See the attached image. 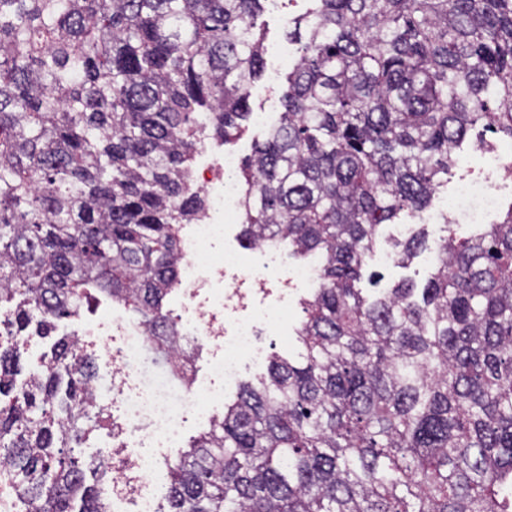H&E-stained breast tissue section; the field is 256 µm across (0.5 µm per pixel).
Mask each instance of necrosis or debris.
<instances>
[{
    "label": "necrosis or debris",
    "instance_id": "4bbe7bcc",
    "mask_svg": "<svg viewBox=\"0 0 512 512\" xmlns=\"http://www.w3.org/2000/svg\"><path fill=\"white\" fill-rule=\"evenodd\" d=\"M238 160L223 155L200 174L209 195L206 211L187 225L180 241V333L221 343L223 353L210 364L213 382L184 389L172 384L154 361L150 341L137 320L121 313L82 333L80 344H93L104 357L96 393H112L121 433L113 440L112 464L105 469L111 512H154L152 476L160 450L172 447L199 396L219 399L237 383L242 360L260 364V325L276 328L291 290L317 282L320 258L280 269L284 241L256 246L251 258L227 247L226 237L237 223L243 193L233 173Z\"/></svg>",
    "mask_w": 512,
    "mask_h": 512
}]
</instances>
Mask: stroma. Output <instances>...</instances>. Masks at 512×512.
<instances>
[{"mask_svg":"<svg viewBox=\"0 0 512 512\" xmlns=\"http://www.w3.org/2000/svg\"><path fill=\"white\" fill-rule=\"evenodd\" d=\"M312 0H267L265 9L257 18L264 44L265 69L261 78L250 90V107L252 112L265 113L269 120H277L281 111V97L287 88V76L291 58L295 52L294 45L289 44L286 33L290 17L313 9ZM268 122L253 120L245 122L242 133L228 144L212 141L206 152L197 153L192 163L193 170H201L210 161L211 155L227 153L244 159L252 152L255 142L261 141ZM503 145L495 149L482 150L473 140H466L460 148L455 149V165L451 169L447 186L438 192L430 212L416 216H402L399 224L387 225L384 235L367 259L362 270L363 277L359 283L365 293H372L374 288H388L402 279L413 280L417 287H424L430 278L435 264V250L445 235L444 218L460 219L456 209L448 208L462 182H491L496 186L499 210H506L512 204V180L504 178L495 166L497 153L503 152ZM407 231H423L426 237L427 251L413 258L408 264H400L392 240L398 235L399 227Z\"/></svg>","mask_w":512,"mask_h":512,"instance_id":"35a3bbf8","label":"stroma"}]
</instances>
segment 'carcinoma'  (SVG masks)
Masks as SVG:
<instances>
[{"label":"carcinoma","instance_id":"cac0c4a2","mask_svg":"<svg viewBox=\"0 0 512 512\" xmlns=\"http://www.w3.org/2000/svg\"><path fill=\"white\" fill-rule=\"evenodd\" d=\"M265 0H0V469L27 512H109L75 453L112 427L72 335L101 302L171 351L191 161L235 139ZM284 112L241 169L242 236L324 257L274 356L170 467L166 512H512V205L417 288L356 287L477 126L512 141V0H315ZM424 245L396 242L401 261Z\"/></svg>","mask_w":512,"mask_h":512}]
</instances>
